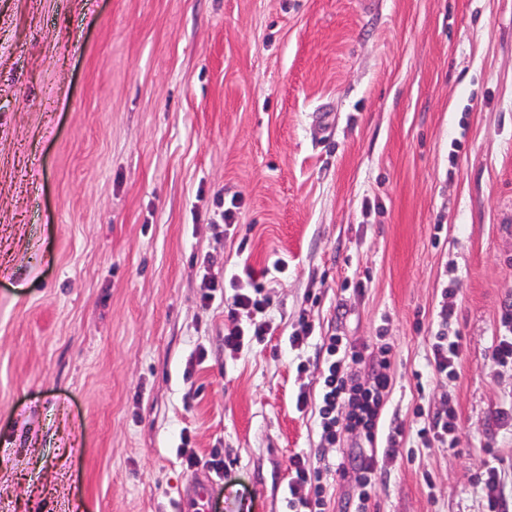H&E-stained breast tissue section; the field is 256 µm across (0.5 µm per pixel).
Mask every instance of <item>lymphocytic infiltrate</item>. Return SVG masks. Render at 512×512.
Masks as SVG:
<instances>
[{
	"mask_svg": "<svg viewBox=\"0 0 512 512\" xmlns=\"http://www.w3.org/2000/svg\"><path fill=\"white\" fill-rule=\"evenodd\" d=\"M265 278V273L249 267L244 277H231L227 284L224 348L230 353L241 352L251 343L263 341L270 329ZM455 316L453 306L441 304L427 370L415 372V379H422L427 372L447 377L456 374L461 338L448 331ZM319 339L315 352V366L320 370L318 426L324 442L332 447L347 444L350 454L347 462L338 464L321 454L311 456L298 452L292 455L286 507L288 512H325L322 480L335 470L351 472L354 480L355 489L345 503L346 512H368L385 474L386 463L397 457L404 443L401 424H393L387 434L379 432L392 388L391 349L384 345L374 353L336 334ZM416 417L415 437L423 446L454 443L460 422L451 396H444L441 409L432 413L420 409ZM299 486L308 487L310 496L297 497L295 489Z\"/></svg>",
	"mask_w": 512,
	"mask_h": 512,
	"instance_id": "lymphocytic-infiltrate-1",
	"label": "lymphocytic infiltrate"
}]
</instances>
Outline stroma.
I'll list each match as a JSON object with an SVG mask.
<instances>
[{
	"mask_svg": "<svg viewBox=\"0 0 512 512\" xmlns=\"http://www.w3.org/2000/svg\"><path fill=\"white\" fill-rule=\"evenodd\" d=\"M273 257L271 333L227 354L202 280ZM449 282L460 362L420 390ZM511 297L512 0H0V512H196L197 478L286 512L290 457L340 458L302 314L392 348L370 512H483ZM447 394L454 446L417 444ZM491 357L498 366L512 369V301L503 307L499 327L492 343ZM316 326L305 315H300L297 325L288 336L289 346L293 349L302 348L308 341L315 336Z\"/></svg>",
	"mask_w": 512,
	"mask_h": 512,
	"instance_id": "1",
	"label": "stroma"
}]
</instances>
